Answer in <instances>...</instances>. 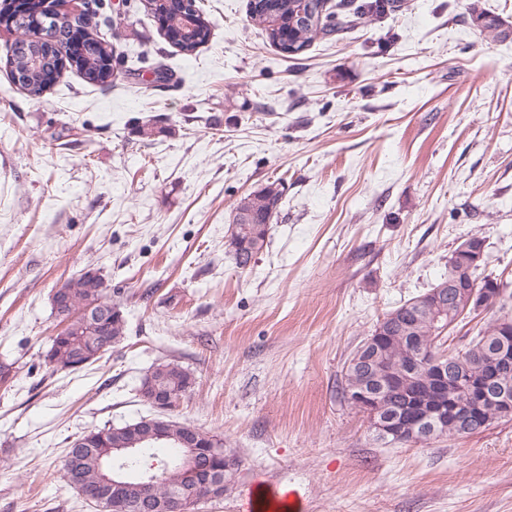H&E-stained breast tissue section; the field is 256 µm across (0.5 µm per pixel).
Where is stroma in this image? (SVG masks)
<instances>
[{"instance_id": "1", "label": "stroma", "mask_w": 512, "mask_h": 512, "mask_svg": "<svg viewBox=\"0 0 512 512\" xmlns=\"http://www.w3.org/2000/svg\"><path fill=\"white\" fill-rule=\"evenodd\" d=\"M199 2L213 29L190 56L143 0H101L125 59L112 86L67 68L38 101L11 82L0 31V512H97L64 478L67 451L152 416L138 388L165 360L193 378L168 417L233 463L198 512H242L261 489L302 512H512V420L390 445L337 391L376 323L472 234L512 307V37L469 15L512 26V0H403L291 57L248 0ZM147 119L161 132L146 140ZM274 181L267 245L239 270L233 207ZM88 269L126 333L56 371L52 294ZM470 16L473 23L493 37L507 38L511 34V28L504 27L499 17L490 15L474 3L470 7Z\"/></svg>"}]
</instances>
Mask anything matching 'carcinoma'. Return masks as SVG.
Returning a JSON list of instances; mask_svg holds the SVG:
<instances>
[{"mask_svg":"<svg viewBox=\"0 0 512 512\" xmlns=\"http://www.w3.org/2000/svg\"><path fill=\"white\" fill-rule=\"evenodd\" d=\"M145 8L153 16L164 21L173 15L189 13L195 17L196 25L192 35L176 43L186 55H193L208 43L211 35V22L197 0H145ZM389 4L382 6L365 0H343L338 11L326 8V0H249L248 10L252 19L257 21L267 38L276 45L285 56L298 55L314 41L325 38L344 29L363 25L373 17L385 13ZM473 23L482 31L499 38L512 34L499 17L490 15L474 3L470 7ZM98 11L91 9L82 13L74 26L62 24L54 30H42L43 37L38 40L27 39V32L33 27L23 21L13 23L12 30L17 33L12 44L10 75L12 81L19 85L27 96L41 98L49 89L52 75L56 73V62L64 50V43L78 34L82 39L83 51L74 59L75 69L89 83L101 87L112 85L114 67L106 63L114 61L112 45L100 38ZM283 197L281 184L272 182L264 188L241 197L233 210L246 209L251 212L253 224L229 239L235 264L239 269L250 266L252 259L266 246L268 228L264 224L267 218L276 213ZM481 261L471 252H453L448 258V274L460 272L455 288L464 293L471 288L488 291V296L495 295L500 287L497 280L481 276ZM70 307L79 310L97 302L104 306L112 305L105 297L102 278L98 275H81L66 282ZM427 294L414 297L384 315L385 321L376 324L367 339L373 342L370 350L377 353L375 365L381 371L403 367L412 351L427 357L440 351L443 342L437 340L438 328L444 324L458 323L468 318L472 311L466 308V301L448 307L445 315L436 319L419 307ZM507 315L497 317L481 326L476 336L457 352L448 356V369L461 363L470 373L477 375L489 371L497 351L506 348L512 351V328L502 327V320ZM110 329L107 335L112 343L119 342L125 333L124 315L110 314ZM101 345L98 337L90 335L89 327L76 319L68 323L65 329L52 338L47 351V358L55 366L80 370L88 361L101 358ZM152 376L163 391L172 392L180 397L192 385V377L180 365L160 361L152 366ZM362 381V374L351 365L345 367L339 393ZM422 376L419 373L405 372L404 382L389 388L379 385L372 391L382 396L381 411L386 416H393L401 411L406 399H413L422 394ZM81 447L71 445L69 453L77 456L79 469L73 488L79 493L97 486L101 474V463L110 459L116 464H127L131 473L151 472L154 482L148 496L152 501V510H147L146 500L132 494L127 503L126 512H194L202 496L201 488L195 486L187 474L179 471L176 462L179 459H194L203 468V474L221 483L226 482L232 463L224 458L223 442L215 436L198 428L194 429V440L198 447L191 448L172 437L166 441L149 440L144 443L135 456H124L120 448L125 446L126 437L119 433L117 427H104L92 431L83 437Z\"/></svg>","mask_w":512,"mask_h":512,"instance_id":"cac0c4a2","label":"carcinoma"}]
</instances>
